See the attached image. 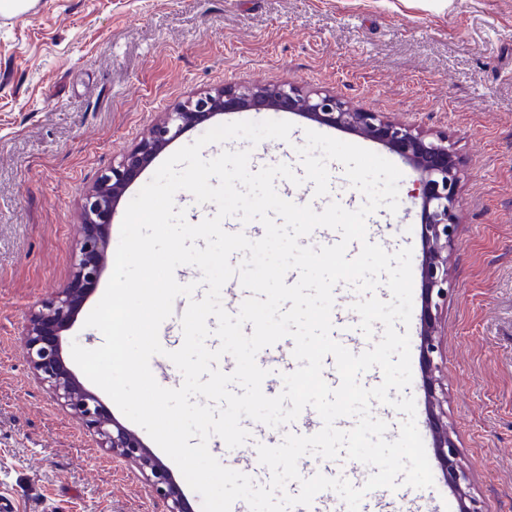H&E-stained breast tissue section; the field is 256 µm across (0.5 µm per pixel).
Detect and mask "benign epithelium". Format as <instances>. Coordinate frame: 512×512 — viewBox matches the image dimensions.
Returning a JSON list of instances; mask_svg holds the SVG:
<instances>
[{
  "label": "benign epithelium",
  "mask_w": 512,
  "mask_h": 512,
  "mask_svg": "<svg viewBox=\"0 0 512 512\" xmlns=\"http://www.w3.org/2000/svg\"><path fill=\"white\" fill-rule=\"evenodd\" d=\"M246 110L299 112L320 124L366 135L400 153L419 173L418 187L410 194V199L412 204H420L422 216L424 259L421 280L425 301L421 358L432 417L434 450L448 483L457 494L460 512H482L471 495L470 474L460 461L448 411L437 391L442 305L448 301V263L457 232L455 211L460 159L447 136H434L397 122L383 112L366 111L335 92L305 91L291 83L224 85L192 95L164 113L118 163L84 191L81 216L89 231L76 252L70 281L54 297L43 302L29 319L25 348L27 362L48 384L53 396L94 433L103 447L139 468L162 501L163 512H189L168 469L136 434L105 414L97 396L84 389L66 371L58 337L72 324L74 310L84 292L81 285L98 281L104 270L109 241L94 229L112 223L116 203L127 187L164 148L191 127L224 112Z\"/></svg>",
  "instance_id": "benign-epithelium-1"
}]
</instances>
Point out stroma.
Instances as JSON below:
<instances>
[{
    "label": "stroma",
    "instance_id": "stroma-1",
    "mask_svg": "<svg viewBox=\"0 0 512 512\" xmlns=\"http://www.w3.org/2000/svg\"><path fill=\"white\" fill-rule=\"evenodd\" d=\"M292 82L329 90L428 132L462 159L458 230L442 309L441 381L471 493L483 512H512V0H33L0 18V495L16 512H162L131 462L100 446L56 402L24 358L31 313L71 278L86 228L80 199L168 107L223 84ZM282 119L369 149L402 173L399 208H379L386 251L424 257L408 161L358 133L293 112H229L187 131L165 155L211 127ZM304 138L206 146L204 158L250 149L251 170L301 171ZM111 269L62 335L71 355L103 336L85 327ZM422 286L409 326L416 425L432 448L420 366ZM434 485L400 486L421 512L456 502L438 460Z\"/></svg>",
    "mask_w": 512,
    "mask_h": 512
}]
</instances>
